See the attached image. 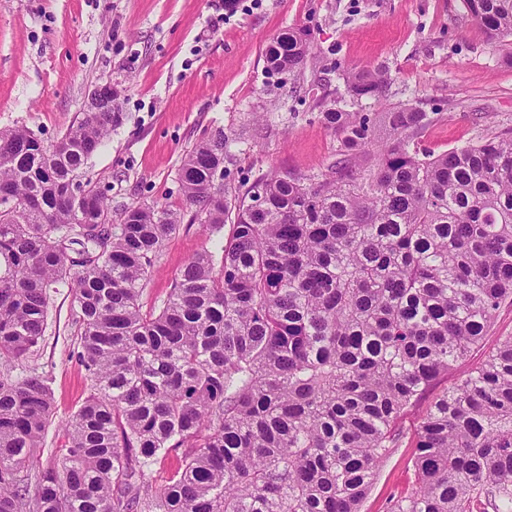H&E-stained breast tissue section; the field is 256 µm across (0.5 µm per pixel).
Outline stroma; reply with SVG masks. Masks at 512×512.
<instances>
[{"instance_id":"obj_1","label":"stroma","mask_w":512,"mask_h":512,"mask_svg":"<svg viewBox=\"0 0 512 512\" xmlns=\"http://www.w3.org/2000/svg\"><path fill=\"white\" fill-rule=\"evenodd\" d=\"M304 29L315 53L292 80L268 70L278 33ZM385 69L386 97L367 112L413 103L436 113L419 145L434 153L512 131V38H488L461 0H0V130L27 127L53 144L88 90L111 83L124 121L88 161L112 210L137 202L178 209V172L216 128L229 138L224 187L241 192L272 170L306 174L336 158L338 143L318 119L316 98L343 93L341 75ZM219 238L185 224L167 240L145 285L144 307L161 306L185 261L216 251ZM79 326L68 284L51 290L38 352L16 366L48 375L55 413L41 458L65 442L62 429L87 395L76 357ZM435 393L402 423L363 512H385L412 489L413 432Z\"/></svg>"}]
</instances>
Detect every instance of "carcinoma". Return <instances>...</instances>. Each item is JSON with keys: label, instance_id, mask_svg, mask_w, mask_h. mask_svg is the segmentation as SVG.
I'll list each match as a JSON object with an SVG mask.
<instances>
[{"label": "carcinoma", "instance_id": "cac0c4a2", "mask_svg": "<svg viewBox=\"0 0 512 512\" xmlns=\"http://www.w3.org/2000/svg\"><path fill=\"white\" fill-rule=\"evenodd\" d=\"M462 4L490 37L512 36V0ZM311 52L287 30L265 58L297 78ZM343 79L318 103L338 142L324 170L230 195L216 129L179 170L184 208L131 204L115 222L80 177L123 113L83 112L50 146L0 131V512H361L403 419L461 366L415 430L411 491L386 512H479L496 490L512 512V336L488 345L512 306V136L429 154L421 107L357 110L385 96L387 72ZM231 213L220 252L192 257L143 309L184 218L219 234ZM60 282L89 388L62 458L43 464L50 381L12 371L37 352ZM171 453L180 465L157 487L150 467Z\"/></svg>", "mask_w": 512, "mask_h": 512}]
</instances>
